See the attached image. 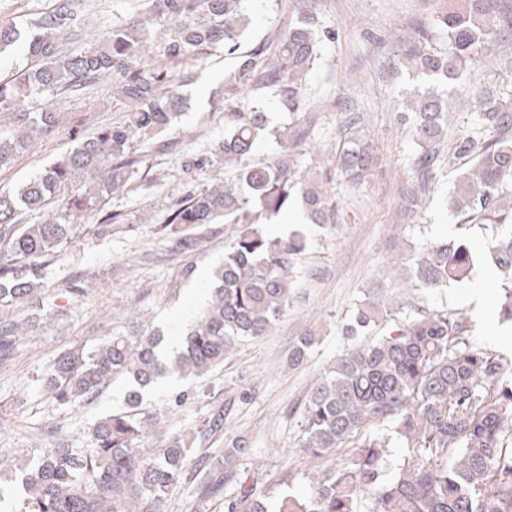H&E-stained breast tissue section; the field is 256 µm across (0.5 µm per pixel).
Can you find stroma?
I'll return each instance as SVG.
<instances>
[{"label":"stroma","instance_id":"1","mask_svg":"<svg viewBox=\"0 0 512 512\" xmlns=\"http://www.w3.org/2000/svg\"><path fill=\"white\" fill-rule=\"evenodd\" d=\"M75 4L83 33L98 36L141 22L148 54H162L167 34L150 0ZM244 5L252 19L242 40L246 49L283 31L305 8L317 12L328 32L307 96L308 117L328 136L297 147L299 169H309L313 160L334 153L335 134L349 112L362 115L378 165L360 190L332 182L338 220L310 225V247L294 263L292 300L265 336L238 344L223 366L206 377L170 376L145 393L146 415H160L163 425L176 433L193 430L211 413L223 411V435L196 448L194 459L222 455L230 439L246 445L235 476L222 481L206 510H199L193 485L179 482L159 512H224L225 498L236 495L242 483L271 502L285 492L306 496L319 468L349 455L346 445L314 459L298 444L304 403L346 347L342 324L363 297L382 296L391 309L405 313L418 308L463 312L472 318L479 343L512 357V325L501 322L494 308L497 280L488 279V293L477 309L462 285L435 290L414 286L406 261L407 251L425 242L463 237L475 256H483L487 249L484 232L461 231L456 216L443 206L458 174L457 166L447 161L436 167L416 217L403 215L398 205L402 182L413 177L410 164L416 153L410 129L397 122L398 104L414 80L394 74L390 61L398 45L419 35L435 47H445L435 20L448 9L449 0H245ZM495 50L503 66L476 62L466 81L512 98V40H499ZM233 65L223 47L209 50L195 68V83L182 89L185 105L180 118L156 136L160 142H177V149L151 151L128 186L103 202V210L127 217L130 229L105 237L80 234L59 260L45 268L51 314L31 326L15 354L0 363V461L32 452L30 436L44 426L53 430L56 440L89 447L92 425L122 409L126 384L121 380L91 403H53L44 377L61 352L94 346L107 332H129L137 323L159 327L165 339L173 340L205 306L210 272L224 258L231 225L203 227L199 243L185 252L172 251L156 228L173 203L204 179L200 173H185V162L224 137V74ZM36 105L53 107L61 122L17 157L10 169L0 172V186L13 188L39 174L74 146L75 132L90 133L121 121L124 109L108 78L81 98L47 94ZM190 263L195 270L187 279L182 270ZM307 329L316 330L320 340L306 361L290 365L294 343Z\"/></svg>","mask_w":512,"mask_h":512}]
</instances>
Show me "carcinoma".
I'll list each match as a JSON object with an SVG mask.
<instances>
[{
	"mask_svg": "<svg viewBox=\"0 0 512 512\" xmlns=\"http://www.w3.org/2000/svg\"><path fill=\"white\" fill-rule=\"evenodd\" d=\"M242 2L157 0L155 8L170 23L169 37L164 59L149 67L139 24L114 28L74 50L70 43L82 39L74 0H57L54 9L31 21L34 31L25 48L34 65L0 76V116H10L15 126L12 136H0V169L57 127V112L31 107L39 94L79 96L110 75L125 118L79 138L70 152L18 188H0L1 360L14 353L23 325L42 320L43 267L87 228L76 219L98 210L139 173L144 159L135 143L148 144L177 119L180 87L192 82L190 69L219 44L237 59L224 76V139L188 169L232 167L237 179L211 175L209 184L174 203L158 233L184 251L199 242L197 233L208 224H233L237 231L224 261L213 269L206 308L180 335L172 370L205 375L239 342L265 335L288 307L292 262L307 249V235L301 228L286 237L269 235L252 215L276 216L299 200L311 223L333 224L337 204L326 183L298 174L290 154L314 127L272 131L261 105L245 112L236 101L249 86L270 89L298 116L326 31L307 10L277 38L242 52L248 24ZM437 23L447 47L411 42L393 65L470 92L477 117L474 128L449 148L450 98L433 87L406 96L398 121L412 131L419 151L412 160L416 179L402 188L401 206L418 212L422 190L446 147L448 159L465 160L447 200L461 228L512 224V195L504 197L512 186V102L494 89L459 83L467 66L491 56L495 43L512 30V0H455ZM20 39L15 26L0 24V54ZM361 125L360 113L351 112L338 133L343 142L336 177L349 187L365 182L372 163ZM267 135L275 137L282 154L258 165L252 154ZM32 215L37 221L30 223ZM488 249L503 273L499 315L512 322V234L492 236ZM411 261L412 278L424 288H446L475 274L471 251L461 241L424 243ZM16 306L25 309L19 321L10 315ZM383 318L379 303L367 298L356 305L342 334L354 339L382 325ZM472 333L470 319L459 311H421L404 315L388 334L343 352L304 404L301 447L320 458L347 443L350 454L325 468L307 497L284 495L271 510L265 497L241 484L224 501V512H512V360L471 341ZM315 341L312 331L304 332L290 363L302 362ZM161 342L158 331H114L90 350L79 346L56 357L46 390L59 405L93 400L119 377L132 388L124 410L93 424L91 447L49 446L40 438L36 459L15 464L23 512H157L172 484L197 478L205 464L192 461L197 435L164 433L157 429L159 418L141 412L143 391L166 372L158 355ZM369 425L383 430L362 432ZM152 430L160 445L147 451L144 438ZM396 442L408 448V457L392 473L389 448ZM244 448L240 440L229 441L209 469L233 470Z\"/></svg>",
	"mask_w": 512,
	"mask_h": 512,
	"instance_id": "1",
	"label": "carcinoma"
}]
</instances>
